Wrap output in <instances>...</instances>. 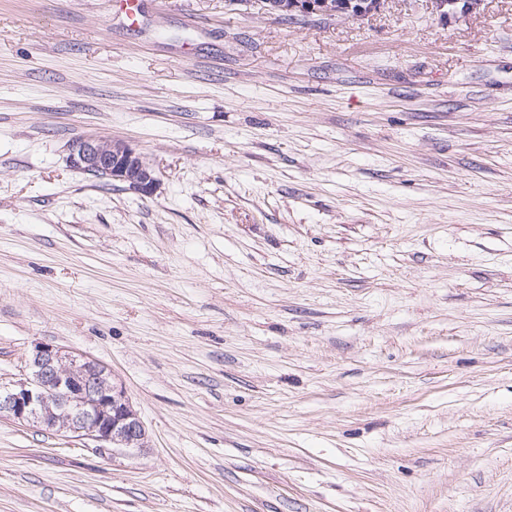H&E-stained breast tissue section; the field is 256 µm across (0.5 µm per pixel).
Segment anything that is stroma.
<instances>
[{
  "instance_id": "1",
  "label": "stroma",
  "mask_w": 512,
  "mask_h": 512,
  "mask_svg": "<svg viewBox=\"0 0 512 512\" xmlns=\"http://www.w3.org/2000/svg\"><path fill=\"white\" fill-rule=\"evenodd\" d=\"M41 343L145 446L0 417V512H512V0H0V383ZM273 0L272 2L275 4L286 2L288 4L291 3L288 10L293 11L299 15L302 16H309V15H323V16H330L335 13L334 11H331L330 8H327L326 3L323 2L325 0ZM69 163L98 179L126 184L142 195H151L158 179L154 168L130 144L109 138H87L69 146Z\"/></svg>"
}]
</instances>
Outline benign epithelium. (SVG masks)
I'll return each mask as SVG.
<instances>
[{
  "mask_svg": "<svg viewBox=\"0 0 512 512\" xmlns=\"http://www.w3.org/2000/svg\"><path fill=\"white\" fill-rule=\"evenodd\" d=\"M458 3L459 0H431L433 12L442 20L452 14H469L468 8L460 9ZM289 10L302 16L334 14L354 19L375 13L368 0L350 13H335L323 0H292ZM68 160L95 178L121 182L142 195L153 194L158 184L154 168L121 140H76L69 146ZM25 370V379L0 385L1 417L114 448L144 447L143 422L106 366L39 344L27 357Z\"/></svg>",
  "mask_w": 512,
  "mask_h": 512,
  "instance_id": "7a95c632",
  "label": "benign epithelium"
}]
</instances>
